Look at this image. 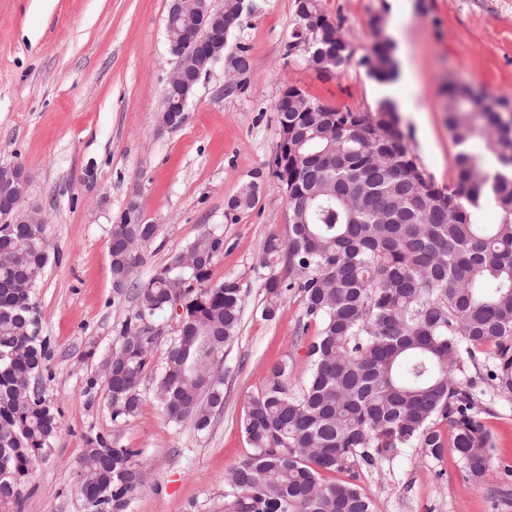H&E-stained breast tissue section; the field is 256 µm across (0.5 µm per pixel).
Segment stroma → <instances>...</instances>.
Wrapping results in <instances>:
<instances>
[{
    "mask_svg": "<svg viewBox=\"0 0 512 512\" xmlns=\"http://www.w3.org/2000/svg\"><path fill=\"white\" fill-rule=\"evenodd\" d=\"M170 0H0V166L29 175L25 206L41 210L49 262L37 289L47 341L44 386L61 423L46 463L36 466L20 512H84L79 462L88 435L101 433L143 451L149 482L131 512H224V478L251 452L242 419L271 367L293 361L291 385L307 376L298 340L302 302L261 316L269 273L263 245L287 238L285 193L272 161L274 105L297 86L335 108L374 109V79L358 66L376 39L393 44L404 87L402 130L438 186L455 181L458 152L448 129L449 82L488 97L512 94V0H320L341 24L355 61L325 77L286 54L296 0H254L244 29L252 58L244 93L227 92L223 64L202 75L175 128L160 121L162 89L174 66L165 34ZM382 17L380 32L371 21ZM260 173L254 207L224 216L228 200ZM157 225L136 271L161 269L209 229L224 235L212 281L237 279L243 316L217 373L224 406L210 427L175 425L161 414L152 379L138 414L112 424L103 362L131 311L116 298L108 251L112 224L130 205ZM485 417L494 461L512 463V401L489 393ZM376 512H512L497 477L469 481L452 448L441 457L408 448L358 471Z\"/></svg>",
    "mask_w": 512,
    "mask_h": 512,
    "instance_id": "stroma-1",
    "label": "stroma"
}]
</instances>
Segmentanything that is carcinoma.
I'll return each mask as SVG.
<instances>
[{
    "instance_id": "1",
    "label": "carcinoma",
    "mask_w": 512,
    "mask_h": 512,
    "mask_svg": "<svg viewBox=\"0 0 512 512\" xmlns=\"http://www.w3.org/2000/svg\"><path fill=\"white\" fill-rule=\"evenodd\" d=\"M243 2L224 3L235 15L226 39L242 28ZM301 4L313 30L293 23L288 45L318 73H340L351 62L350 45L336 41L320 0ZM392 51L376 43L372 55L385 67L367 74L396 80ZM224 67L248 75L249 48L241 43L225 54ZM306 99L305 112L275 104V174L290 231L288 241L272 235L264 245L270 274L262 316L271 320L288 296L301 297L298 340L307 342L308 375L291 390L284 360L247 402L243 432L253 452L225 481L224 512H374L352 482L356 464L373 466L406 448L437 458L443 423L461 470L482 482L493 463L478 381L512 399V118L502 109L512 99L448 86V127L460 151L446 189L423 170L393 101L358 112ZM252 193L244 184L228 213L252 208ZM484 195L499 213L495 224L476 220ZM46 229L18 224L14 211L0 208V245L10 248L9 263L0 264V512H19L33 467L46 462L61 431L43 393L47 350L35 294L49 260L41 247ZM157 231L128 223L126 214L110 230L113 288L134 302L113 337L105 380L112 422L138 413L164 339L159 408L168 421L205 431L224 406V379L213 368L239 330L241 288L231 278L211 282L224 254V234L215 230L149 278H133ZM177 281L184 287H173ZM165 314L176 320L169 336ZM483 361L493 364L485 376ZM324 472H348L351 480L327 482ZM147 479L141 449L87 437L79 466L86 512H128Z\"/></svg>"
}]
</instances>
